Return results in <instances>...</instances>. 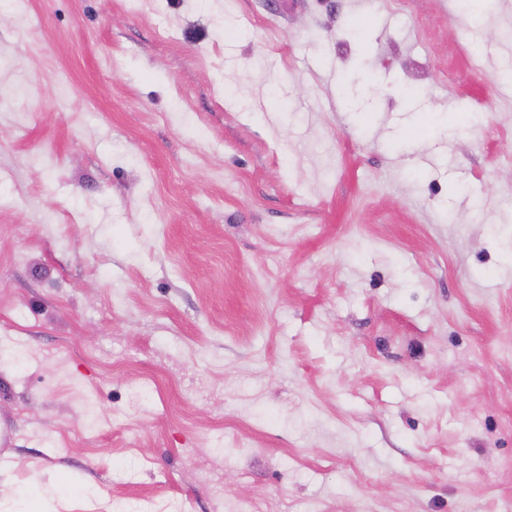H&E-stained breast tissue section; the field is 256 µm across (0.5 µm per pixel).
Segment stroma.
I'll use <instances>...</instances> for the list:
<instances>
[{
	"label": "stroma",
	"mask_w": 512,
	"mask_h": 512,
	"mask_svg": "<svg viewBox=\"0 0 512 512\" xmlns=\"http://www.w3.org/2000/svg\"><path fill=\"white\" fill-rule=\"evenodd\" d=\"M0 350L46 512H512V0H8Z\"/></svg>",
	"instance_id": "35a3bbf8"
}]
</instances>
